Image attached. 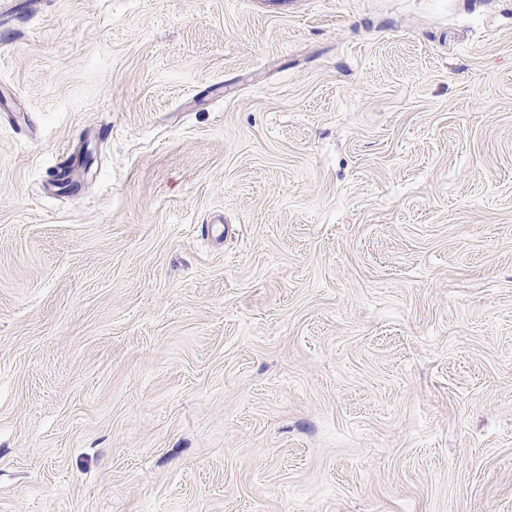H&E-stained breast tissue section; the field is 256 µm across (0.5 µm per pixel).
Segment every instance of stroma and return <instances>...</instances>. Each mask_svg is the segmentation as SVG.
Wrapping results in <instances>:
<instances>
[{
  "instance_id": "35a3bbf8",
  "label": "stroma",
  "mask_w": 512,
  "mask_h": 512,
  "mask_svg": "<svg viewBox=\"0 0 512 512\" xmlns=\"http://www.w3.org/2000/svg\"><path fill=\"white\" fill-rule=\"evenodd\" d=\"M0 512H512V0L0 14Z\"/></svg>"
}]
</instances>
